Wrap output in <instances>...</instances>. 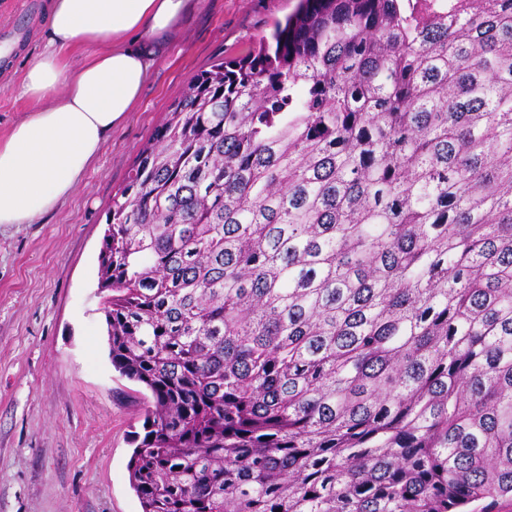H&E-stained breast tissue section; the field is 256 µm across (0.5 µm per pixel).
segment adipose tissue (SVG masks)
Returning <instances> with one entry per match:
<instances>
[{
	"label": "adipose tissue",
	"mask_w": 512,
	"mask_h": 512,
	"mask_svg": "<svg viewBox=\"0 0 512 512\" xmlns=\"http://www.w3.org/2000/svg\"><path fill=\"white\" fill-rule=\"evenodd\" d=\"M197 4L50 0L47 47L20 86L37 108L0 138V224L35 223L77 191ZM77 49L84 60L68 66Z\"/></svg>",
	"instance_id": "adipose-tissue-1"
}]
</instances>
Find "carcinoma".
Masks as SVG:
<instances>
[{
    "instance_id": "obj_1",
    "label": "carcinoma",
    "mask_w": 512,
    "mask_h": 512,
    "mask_svg": "<svg viewBox=\"0 0 512 512\" xmlns=\"http://www.w3.org/2000/svg\"><path fill=\"white\" fill-rule=\"evenodd\" d=\"M106 224L141 512L512 505V0H299Z\"/></svg>"
}]
</instances>
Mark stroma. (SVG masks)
<instances>
[{"mask_svg": "<svg viewBox=\"0 0 512 512\" xmlns=\"http://www.w3.org/2000/svg\"><path fill=\"white\" fill-rule=\"evenodd\" d=\"M48 0H0V29L32 16L0 68V135L30 110L18 88L46 47ZM296 0H199L76 193L34 224L0 225V512H141L128 480L145 389L116 371L98 311L105 209L191 78L242 56Z\"/></svg>", "mask_w": 512, "mask_h": 512, "instance_id": "35a3bbf8", "label": "stroma"}]
</instances>
